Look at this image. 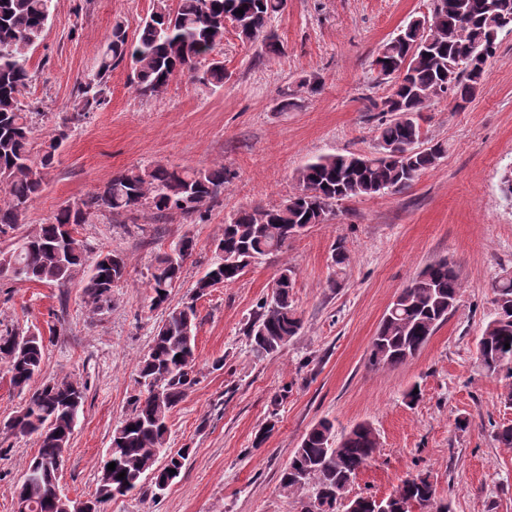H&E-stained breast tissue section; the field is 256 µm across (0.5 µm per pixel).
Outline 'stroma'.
<instances>
[{"mask_svg": "<svg viewBox=\"0 0 512 512\" xmlns=\"http://www.w3.org/2000/svg\"><path fill=\"white\" fill-rule=\"evenodd\" d=\"M154 6L155 0H53L19 96L35 110L33 150L70 113L77 85L113 26L135 40ZM430 9L431 0H288L271 24L284 56L259 58L257 48L226 29L216 53L229 78L216 90L180 74L144 98L130 64L113 69L104 104L87 112L45 171L23 232L127 169L221 165L233 178L195 224L179 217L158 224L146 210L133 224L106 212L81 226L89 261L112 250L126 263L125 280L99 315L82 302L83 277L63 287L0 281V329L44 339L31 388L63 377L86 387L63 491L94 495L112 430L140 391L137 366L167 309L152 307L147 286L157 258L181 237H193L195 250L167 307L181 305L230 216L285 202L298 190V170L318 156L378 155L369 102L386 96L391 81L373 60L382 42ZM497 43L484 89L470 103L456 108L434 100L418 115L425 137L448 147L435 168L404 189L337 202L326 223L197 299L196 382L169 418V445L189 449V459L164 494L154 495L146 483L107 503L105 512H299V497L282 490L280 474L323 418L340 430L367 422L380 435V451L357 474L350 495L386 498L422 473L450 512H512V450L491 436L492 424H512V405L501 398L503 381L474 363L494 312L491 284L512 270V200L501 191V177L512 169V32ZM309 75L320 78L313 93L299 86ZM286 92L296 105L283 111L278 104ZM340 243L349 259L338 267L332 254ZM441 260L462 283L454 311L412 359L372 367L371 341L394 296ZM285 266L294 273L302 327L280 352L258 359L243 329ZM414 387L420 396L412 402L406 393ZM37 448L36 440L0 431V512H15V487Z\"/></svg>", "mask_w": 512, "mask_h": 512, "instance_id": "1", "label": "stroma"}]
</instances>
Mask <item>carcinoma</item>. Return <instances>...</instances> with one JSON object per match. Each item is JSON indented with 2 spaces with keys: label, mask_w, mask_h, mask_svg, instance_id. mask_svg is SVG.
<instances>
[{
  "label": "carcinoma",
  "mask_w": 512,
  "mask_h": 512,
  "mask_svg": "<svg viewBox=\"0 0 512 512\" xmlns=\"http://www.w3.org/2000/svg\"><path fill=\"white\" fill-rule=\"evenodd\" d=\"M52 0H0V263L12 266L10 279L63 286L77 277L86 264L87 246L77 237V227L99 212L134 214L146 208L158 218L173 214L203 217L202 208L224 192L231 173L224 166L201 170L165 165L131 168L117 173L85 198L68 204L51 222L26 235H17L27 208L40 193L43 171L54 167L58 149L85 112L104 101V86L117 65L131 64L137 92L155 96L178 73L190 72L209 61L202 83L224 86V61L213 56L230 25L241 41L259 46V56L285 55L282 42L271 31V21L285 11L288 0H157L156 8L142 22L136 41L127 39L117 25L97 66L77 88L76 103L48 141L38 159L31 157V113L22 108L21 90L31 75L28 53L44 37ZM243 13H237V10ZM466 21L458 23L459 11ZM512 16V0H432L425 16L433 40L425 44L417 28L405 30L379 47L373 65L379 73L395 78L389 95L370 100V110L391 113L378 127L380 149L410 153L400 160L355 153L325 154L297 173L300 190L278 208H252L237 212L224 223L209 267L195 284L200 297L211 288L238 280L247 270L293 238L296 226L323 224L338 201L372 196L408 186L421 172L435 167L447 152L436 142L417 150L422 135L416 115L430 96L441 91L455 107L471 101L484 89L488 60L504 27L502 16ZM182 264L169 254L159 257L148 281L152 305H163L169 289L181 277ZM126 276L123 257L112 251L99 254L87 275L83 303L96 314L111 301L112 288ZM282 284L256 305L245 328L253 355L262 359L279 352L301 329L290 289ZM461 284L446 261L427 266L402 288L384 314L369 355L373 367H396L412 358L437 327L455 309ZM496 305L478 341L476 363L488 375L507 380L502 397L512 404V272H503L491 284ZM197 309L195 301L169 310L153 342L138 364L142 394L112 430L110 448L99 470L91 499L93 512L125 496L148 480L158 492L179 476L189 449L167 447L168 419L195 383ZM511 344L505 348V344ZM45 354L43 337L0 329V362L11 385L24 391L41 370ZM85 393L78 383L54 380L43 384L25 406L4 424L15 437H36L37 454L27 463L15 497L21 512H62L56 488L55 462L60 449L69 447L83 406ZM380 448L376 429L362 422L336 433L333 421L324 418L303 437L284 469L281 487L290 493L311 492L301 512H375L379 505L370 496L348 499L352 479ZM116 463L108 470V464ZM39 471L38 479L30 471ZM125 473L124 478L118 474ZM448 512L436 505L430 476L406 478L388 498L389 512Z\"/></svg>",
  "instance_id": "cac0c4a2"
}]
</instances>
